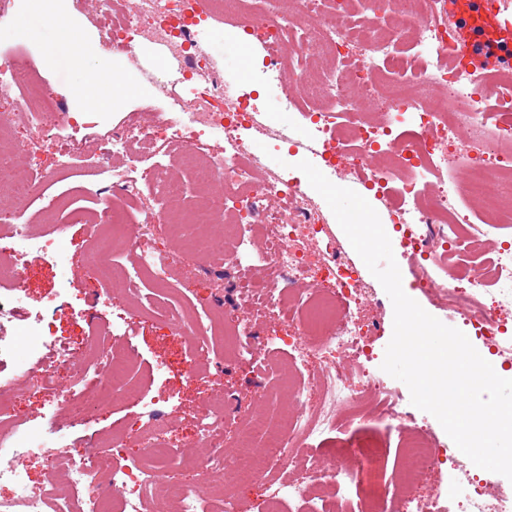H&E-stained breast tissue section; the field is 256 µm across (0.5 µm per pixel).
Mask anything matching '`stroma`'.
Returning <instances> with one entry per match:
<instances>
[{"label":"stroma","instance_id":"1","mask_svg":"<svg viewBox=\"0 0 512 512\" xmlns=\"http://www.w3.org/2000/svg\"><path fill=\"white\" fill-rule=\"evenodd\" d=\"M63 8L78 19L88 34L87 46L95 59L104 61L111 58L114 50L111 44L104 42L98 16L89 0H64ZM210 29L217 69H224L230 62L236 63L238 85L250 98L253 107L263 108V88L275 83L276 78L266 73L260 52L246 42L235 44L233 50H226L222 36L228 33V26L216 22L211 24ZM9 39L20 50L30 52L37 72L47 80L56 82L60 98L70 110H77L78 103L72 96L71 87L83 78L81 63H74L72 69L67 71L54 70L49 59V39L31 37L26 32L25 24L15 23ZM160 56L168 62L166 69H158L155 65L156 58ZM122 64L132 82L131 88L119 104L102 107L97 126L85 131L86 141L80 148L85 158L96 159L100 141L111 133L113 127L149 105L157 82L170 81L168 103L181 105L189 97V89L172 82L179 62L174 50L162 40L140 42L133 54L123 57ZM98 187L84 184L73 177L68 169L62 168L58 170L56 184L51 190L34 203L26 202L21 206L25 222L33 229L60 226L65 232L72 257L73 281L68 302L56 315L59 334L68 338L76 355L83 356L101 320L112 321L116 334L124 336L126 343L132 345L140 357V363L132 373L133 385L169 399L171 408L165 416L163 430L173 439L188 438L194 413L209 397L214 379L222 380L224 390L230 395V406L238 408L240 413H248L258 404L257 385L264 377L260 367L233 361L221 348L213 355L198 382L188 384L183 374L187 349L179 333L170 327L168 317L146 315L137 299L127 297L124 289L97 290L92 278L93 261L97 256V240L105 231L103 225L92 221L97 209ZM156 247L173 259L169 267L170 287L186 295L198 311H208L218 305L225 308L238 306L239 293L234 284L225 279L224 268L218 265L216 258H203L194 270L185 269L177 263L178 252L162 229L156 232ZM361 276L371 287L377 303L358 311L357 316L380 322L381 330L373 341L377 351L382 352L393 334V305L369 270H362ZM96 291L100 292L105 302L104 316L100 319L93 317L89 306V299ZM161 362L167 364V372L161 376L154 375L155 365ZM0 403L36 426L49 424L54 414L49 396L32 394L23 385ZM141 422L137 406L120 400L113 405L111 412L93 417L90 425L69 429L66 437L78 444L93 446Z\"/></svg>","mask_w":512,"mask_h":512}]
</instances>
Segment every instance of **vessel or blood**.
Here are the masks:
<instances>
[{"label":"vessel or blood","instance_id":"obj_1","mask_svg":"<svg viewBox=\"0 0 512 512\" xmlns=\"http://www.w3.org/2000/svg\"><path fill=\"white\" fill-rule=\"evenodd\" d=\"M506 2L486 0L484 9L478 11L474 0H448L449 13L464 20L451 46L452 56L470 58L482 69L496 68V43L501 39L512 42V15L504 10Z\"/></svg>","mask_w":512,"mask_h":512}]
</instances>
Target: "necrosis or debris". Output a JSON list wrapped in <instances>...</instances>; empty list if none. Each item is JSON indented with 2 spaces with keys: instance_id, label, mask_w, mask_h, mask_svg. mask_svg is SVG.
Returning a JSON list of instances; mask_svg holds the SVG:
<instances>
[{
  "instance_id": "necrosis-or-debris-1",
  "label": "necrosis or debris",
  "mask_w": 512,
  "mask_h": 512,
  "mask_svg": "<svg viewBox=\"0 0 512 512\" xmlns=\"http://www.w3.org/2000/svg\"><path fill=\"white\" fill-rule=\"evenodd\" d=\"M369 22L357 19L352 0H294L292 13L255 7L253 0H96L99 26L109 43L134 52L138 41L163 33L180 50L181 76L193 94V109L170 112L155 106L131 114L100 149L103 159L124 157L111 171V193L99 196L98 221L122 225L103 245L95 265L99 286L113 285L118 252L137 253L141 274L127 275V293L155 308L168 300L167 264L151 228L161 223L180 236L181 257L194 265L215 249L235 275L247 311L217 315L187 311L178 322L191 356L187 380H196L200 358L208 356L215 334H223L238 359L258 363L277 338L258 340V319L291 315L296 330L287 346L294 361L313 363L288 398L291 417L273 425L269 412L254 410L238 433L237 451L224 454L226 401L210 400L196 417L195 443L210 454L198 479L172 478L182 465L177 446L161 431L133 429L127 439L89 449L63 438L65 429L89 423L92 412L110 410L130 381L138 354L113 343L101 327L93 361L74 357L54 330V316L69 294L71 261L66 238L55 228L32 234L11 225L8 259H0V399L18 385L40 394L52 390L60 419L49 428L13 420L0 423V512H144L148 501L164 497L176 512H210L198 485L230 481L246 485L266 480L274 467L288 468L286 479L270 483L262 512H369L400 491L427 480L435 471L452 473L451 485L436 486L415 512H512V497L494 494L497 473H473L438 448L422 424H409L385 378L373 367L372 336L377 323L354 316L366 291L358 269L329 235L320 210L300 184L288 182L245 146L239 132L260 125L261 114L240 87L226 86L213 52L200 30L225 21L262 50V63L279 73L282 57L290 66L284 80L287 100L302 102L300 121L309 149L343 178L361 182L374 196L390 201L399 250L410 264V288L480 334L494 355L512 367V207L501 210L512 193V75L480 78L466 59L448 49L458 29L446 0H371ZM0 130L24 121L30 132H52L60 145L52 161L42 162L45 181L77 147L84 115L68 111L53 83L38 77L28 56L0 42ZM224 138L223 153L200 151L201 135ZM177 142L179 163L196 184L219 193L188 211L166 208L142 212L126 221L123 211L137 182L170 199L179 181L164 165L143 166L127 152L140 144ZM264 228L260 241L247 239L246 225ZM48 263L57 284L50 304L32 309L22 273L24 260ZM276 269L271 281L252 280L254 270ZM154 287L144 293L143 280ZM80 370L76 385L58 384L63 370ZM382 431L356 438L347 431L358 421ZM402 435L392 442V432ZM337 440L344 459L316 453ZM139 446L127 454L128 441ZM41 458L48 471L67 462V489L31 488L25 470L11 466L18 449ZM316 485L334 487V500L313 498Z\"/></svg>"
}]
</instances>
